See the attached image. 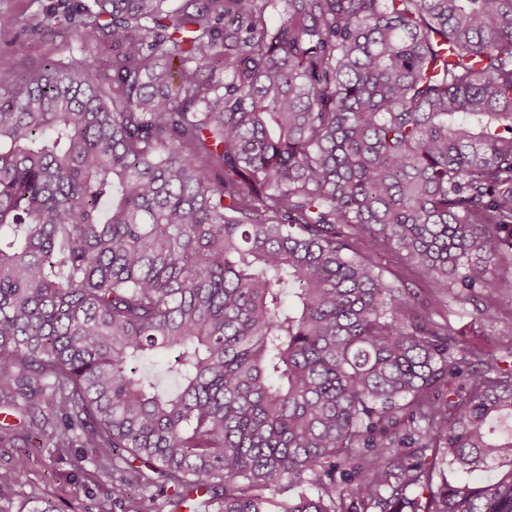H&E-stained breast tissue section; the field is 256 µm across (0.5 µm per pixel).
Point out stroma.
I'll list each match as a JSON object with an SVG mask.
<instances>
[{
	"label": "stroma",
	"instance_id": "stroma-1",
	"mask_svg": "<svg viewBox=\"0 0 512 512\" xmlns=\"http://www.w3.org/2000/svg\"><path fill=\"white\" fill-rule=\"evenodd\" d=\"M52 0H0V14L20 17L24 25L0 32V80H10L37 68L43 60L61 65L94 57L101 63L112 58L111 43L86 45L59 25L34 29L35 18ZM488 304L483 295L467 299L448 295L439 311L449 314L451 325L460 330V346L482 343L484 337H498L512 343L505 327L512 323V290L497 300L498 323L484 322L479 313ZM0 423L12 424L17 439L0 443V512H24L34 498L55 504L60 512H113L112 470L84 449L58 448L50 435L29 433L20 414L0 409Z\"/></svg>",
	"mask_w": 512,
	"mask_h": 512
}]
</instances>
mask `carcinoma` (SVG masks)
Returning <instances> with one entry per match:
<instances>
[{
  "instance_id": "carcinoma-1",
  "label": "carcinoma",
  "mask_w": 512,
  "mask_h": 512,
  "mask_svg": "<svg viewBox=\"0 0 512 512\" xmlns=\"http://www.w3.org/2000/svg\"><path fill=\"white\" fill-rule=\"evenodd\" d=\"M165 2L54 0L110 73L0 86V407L114 505L512 512V363L377 261L512 267V0Z\"/></svg>"
}]
</instances>
